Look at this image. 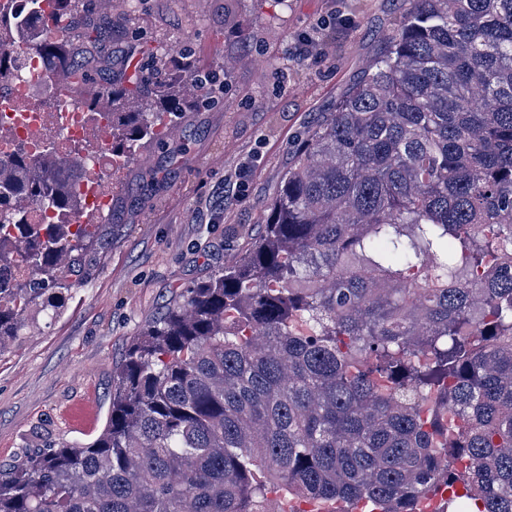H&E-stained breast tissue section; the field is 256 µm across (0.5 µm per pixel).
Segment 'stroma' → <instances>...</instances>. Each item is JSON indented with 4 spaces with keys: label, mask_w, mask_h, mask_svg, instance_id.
<instances>
[{
    "label": "stroma",
    "mask_w": 512,
    "mask_h": 512,
    "mask_svg": "<svg viewBox=\"0 0 512 512\" xmlns=\"http://www.w3.org/2000/svg\"><path fill=\"white\" fill-rule=\"evenodd\" d=\"M135 38L104 36L114 60L191 49L215 73L207 105L182 99L178 138L143 143L112 172L119 230L85 260L55 320L37 317L0 351V463L46 445L94 441L112 413V370L134 336L185 289L237 260L259 237L288 168L293 138L379 54L396 27L394 0H110ZM313 38L306 59L293 56ZM246 178H239L241 167Z\"/></svg>",
    "instance_id": "1"
}]
</instances>
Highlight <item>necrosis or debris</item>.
<instances>
[{"label":"necrosis or debris","instance_id":"4bbe7bcc","mask_svg":"<svg viewBox=\"0 0 512 512\" xmlns=\"http://www.w3.org/2000/svg\"><path fill=\"white\" fill-rule=\"evenodd\" d=\"M43 66L40 56L28 54V79L8 87L12 104L0 108V161H11L20 151L38 160L49 149L62 154L73 144L96 149L100 167L82 172L73 189L77 195L92 200L98 210L108 209L112 205L110 128L104 120H91L89 113L79 110L53 112L32 107L34 92L42 82Z\"/></svg>","mask_w":512,"mask_h":512}]
</instances>
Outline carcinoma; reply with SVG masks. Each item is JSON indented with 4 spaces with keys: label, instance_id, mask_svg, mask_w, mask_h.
Wrapping results in <instances>:
<instances>
[{
    "label": "carcinoma",
    "instance_id": "carcinoma-1",
    "mask_svg": "<svg viewBox=\"0 0 512 512\" xmlns=\"http://www.w3.org/2000/svg\"><path fill=\"white\" fill-rule=\"evenodd\" d=\"M71 0H22L0 27L49 13L66 33L37 45L84 84L109 71L112 158L164 139L182 102L160 76L104 54L112 17ZM380 55L293 160L263 233L188 288L112 372L106 430L0 466V512H295L361 501L370 512H441L472 500L512 512V0H403ZM167 65L209 74L192 51ZM23 78L0 50V77ZM92 163H0V346L55 316L99 225L26 226L19 203L67 216L68 182Z\"/></svg>",
    "mask_w": 512,
    "mask_h": 512
}]
</instances>
